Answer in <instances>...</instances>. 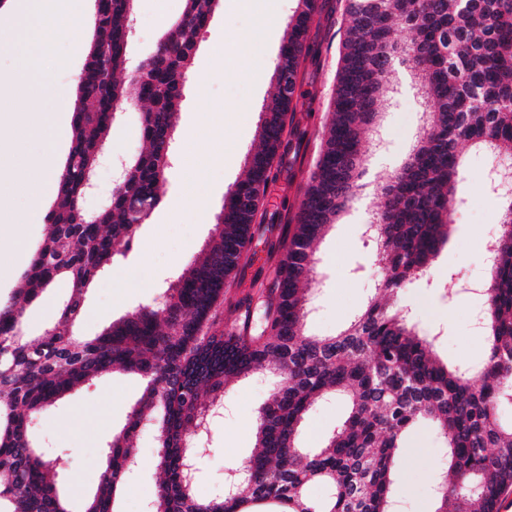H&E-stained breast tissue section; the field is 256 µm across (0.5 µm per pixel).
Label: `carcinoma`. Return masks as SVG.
Segmentation results:
<instances>
[{
	"mask_svg": "<svg viewBox=\"0 0 512 512\" xmlns=\"http://www.w3.org/2000/svg\"><path fill=\"white\" fill-rule=\"evenodd\" d=\"M137 76H127V32L134 0H103L77 81L72 177L57 184L47 235L24 274L25 285L0 303V512H73L49 477L51 461L28 431L27 416L56 405L94 377L123 371L146 381L143 398L113 436L99 488L80 512H116L143 422L157 431L156 467L163 480L157 512H392L391 489L402 440L432 422L448 443L447 483L435 512H497L512 490V424L497 407L512 397V195L503 206L483 312L488 347L477 367L436 358L433 336H420L397 306L404 288L425 276L448 243L460 186L464 143L493 157L512 155V0H348L336 96L323 149L309 173L293 232L258 303L246 298L242 324L211 332L224 288L260 231L256 219L272 162L282 146L294 92L275 82L259 127V149L227 192L202 253L164 291L161 306H139L87 338L74 331L93 283L139 244L138 231L163 197L171 169L178 111L213 0H183ZM319 0H298L274 74L296 82L309 52L306 33ZM409 30L399 45L397 29ZM426 107L411 158L380 193L375 235L384 277L374 301L336 336L306 333L316 245L353 201L366 154L365 136L398 65ZM140 79L145 149L126 162L121 189L88 223L81 176L96 168L111 125L106 112L126 101ZM59 281L70 292L57 325L20 336L24 313ZM273 372L280 385L256 420L258 452L231 492L207 500L181 466L198 458L196 431L229 382ZM350 402L344 421L316 450L296 445L310 409L330 396ZM318 483L322 501L309 494Z\"/></svg>",
	"mask_w": 512,
	"mask_h": 512,
	"instance_id": "cac0c4a2",
	"label": "carcinoma"
}]
</instances>
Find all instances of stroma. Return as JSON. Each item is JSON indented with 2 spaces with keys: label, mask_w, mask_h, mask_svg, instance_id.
I'll use <instances>...</instances> for the list:
<instances>
[{
  "label": "stroma",
  "mask_w": 512,
  "mask_h": 512,
  "mask_svg": "<svg viewBox=\"0 0 512 512\" xmlns=\"http://www.w3.org/2000/svg\"><path fill=\"white\" fill-rule=\"evenodd\" d=\"M320 3V20L307 32L309 52L301 61L295 87L299 105L286 117L282 147L258 214L259 223L274 226L275 231L254 237L234 282L225 288L212 328L218 335L235 318L236 301L257 291L256 275H270L275 264L270 247L279 241L277 230L293 223L306 178L320 156L336 94L347 0ZM297 5L298 0H276L279 19L263 22L256 14L240 10L237 0H221L197 44L174 144L176 152L188 149L205 156L206 161L191 167L173 165L162 203L140 228L138 249L112 266L88 291L78 321L80 334L96 336L134 307L159 304L174 274L203 248L226 193L241 178L248 156L259 146V124L273 93L277 55ZM85 7L80 33L69 32L49 47L29 50L31 78L48 82L47 111L59 110L60 96L72 72L81 71L85 63L84 51L73 47L75 36L87 41L94 33L93 0H86ZM182 7L183 0H136L132 60L153 52ZM248 32L253 35L250 43L237 47L236 38ZM379 110L380 119L368 134L370 150L361 187L318 247L319 284L306 325L308 334L314 336L336 335L378 296L377 248L367 226L378 207L380 189L409 155L424 122L421 100L403 76L385 93ZM205 111L214 114L206 128L199 124ZM64 123L65 130L52 126L26 138L23 152L33 157L55 154L57 166H64L72 141V113L64 114ZM143 148L139 110L123 107L95 168L96 188L83 199L86 211L95 213L108 204L119 160ZM221 151L236 153V162L229 167L212 162V155ZM463 154L467 173L461 187L464 203L448 244L437 258L431 278L415 282L399 298L419 332L436 336L438 356L451 364L473 362L485 353L487 340L475 319L484 297L461 292L450 298L434 283L449 274L459 280L487 277L479 244L497 229L501 206L497 191L484 178L491 165L488 155L470 147L464 148ZM190 184L208 195L204 213H195L185 204L183 189ZM276 382L273 374L263 372L229 385L223 415L213 421L207 452L199 462L198 497L213 496L223 486L228 468L239 466L254 453L256 417ZM144 388L139 376L116 372L86 382L63 403L33 418L31 434L47 455L58 459L55 481L73 512H81L95 493L105 465V444L123 428ZM347 411L348 403L341 397L314 405L299 429V447L319 448ZM135 445L136 457L116 503L117 512H145L158 490L157 440L152 424L140 427ZM447 467L448 445L434 425L422 422L412 427L402 443L393 485L394 512H434L435 480Z\"/></svg>",
  "instance_id": "35a3bbf8"
}]
</instances>
